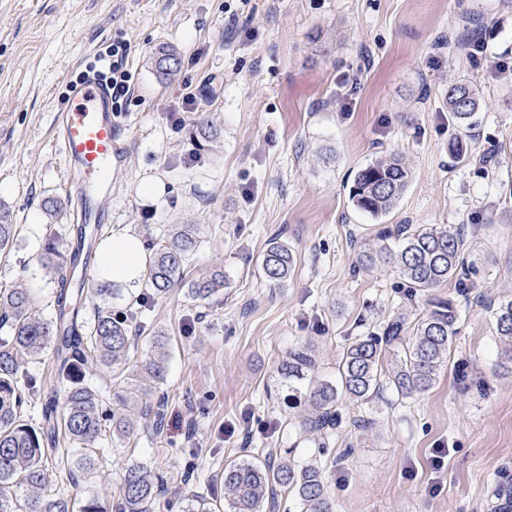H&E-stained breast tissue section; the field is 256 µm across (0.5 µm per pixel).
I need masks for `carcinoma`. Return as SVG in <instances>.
<instances>
[{
	"label": "carcinoma",
	"mask_w": 512,
	"mask_h": 512,
	"mask_svg": "<svg viewBox=\"0 0 512 512\" xmlns=\"http://www.w3.org/2000/svg\"><path fill=\"white\" fill-rule=\"evenodd\" d=\"M480 102L475 86L460 82L448 89V112L456 123L469 129L477 122ZM411 173L398 156L377 159L360 168L354 177L350 199L353 206L372 216L389 214L410 181ZM170 242L156 250L145 273L149 295H163L184 280V267L199 243L196 224H176ZM14 237L8 211L0 209V250ZM399 249L386 244L388 236L367 244L359 262L366 267L392 265L412 294L425 293L450 281L461 289L476 288L471 275L474 262L468 260L463 235L435 224H407L397 230ZM296 257L287 243L273 238L261 259L262 273L271 284L288 281ZM224 288V272L191 283L194 298L206 300ZM110 292L108 288H76L61 283L55 314L43 316L26 288L0 290V512H108L94 496L68 497L50 490L58 471L73 473L78 467L90 474L98 464L94 442L102 433L101 390L71 379L74 363L93 359L112 371H125L132 346L129 324L97 309L91 321L81 319L70 304L73 295L90 298ZM497 336L503 343L500 367L512 372V297L502 298L494 309ZM457 313L447 300L430 299V309L413 322L412 336L406 338L407 319L389 321L380 336H365L351 343L338 368V381L307 388L306 380L316 364L313 345L290 349L277 364V374L288 390V399L304 398L311 413L302 421L306 429L322 432L335 425L336 404L343 395L365 401L386 385L405 399L429 391L447 365L455 338ZM52 349L57 357L60 390L47 392L38 380L23 370V356L37 357ZM167 359L166 341L158 335L145 369L155 380L163 378ZM41 403L40 425L26 407L32 398ZM82 446L75 459L48 447L56 429ZM227 512H263L264 504L278 488L292 492L300 512H334V502L316 462L273 465L243 455L224 466L221 474ZM25 488L20 500L13 488ZM124 512H147L158 495L156 475L141 463L124 471ZM222 505V506H224ZM213 500L203 496L187 498L184 512H215Z\"/></svg>",
	"instance_id": "obj_1"
}]
</instances>
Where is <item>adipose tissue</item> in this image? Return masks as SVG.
I'll return each instance as SVG.
<instances>
[{"label": "adipose tissue", "mask_w": 512, "mask_h": 512, "mask_svg": "<svg viewBox=\"0 0 512 512\" xmlns=\"http://www.w3.org/2000/svg\"><path fill=\"white\" fill-rule=\"evenodd\" d=\"M144 264L143 246L134 234L110 239L99 250L100 278L129 289L140 284Z\"/></svg>", "instance_id": "ef3b65f1"}]
</instances>
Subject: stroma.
<instances>
[{"instance_id": "obj_1", "label": "stroma", "mask_w": 512, "mask_h": 512, "mask_svg": "<svg viewBox=\"0 0 512 512\" xmlns=\"http://www.w3.org/2000/svg\"><path fill=\"white\" fill-rule=\"evenodd\" d=\"M117 43L135 81L104 235L132 233L149 250L173 224L201 233L167 295L84 305L87 319L98 305L131 317L132 371L88 360L74 377L104 391L107 412L147 403L164 415L159 431L148 415L130 437L104 433L84 493L120 512L123 471L144 463L165 482L150 512H183L186 495L222 497L225 462L273 449L317 461L336 512H505L496 489L512 486V373L498 366L490 305L512 297V81L500 74L512 67V0H0V207L16 226L0 288H30L47 316L64 271L42 258L51 247L68 257L71 242L69 208L50 206L67 197L53 118L69 82ZM162 47L178 57L165 76L148 62ZM461 80L482 97L470 130L448 118V88ZM188 82L201 97L176 128L168 115ZM202 115L219 142H192ZM459 140L471 160L454 159ZM391 155L412 179L376 219L355 209L350 188L357 170ZM403 224L464 228L478 262V289L433 293L459 313L451 361L426 393L344 396L329 434L303 431L310 408L284 404L276 372L289 349L314 341L311 381L332 382L352 341L429 308L393 268L357 260L361 242ZM275 236L296 256L280 286L257 264ZM217 269L223 292L193 298L191 282ZM157 331L169 360L154 385L144 364ZM245 417L249 438L220 434Z\"/></svg>"}]
</instances>
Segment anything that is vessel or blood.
Segmentation results:
<instances>
[{"label":"vessel or blood","mask_w":512,"mask_h":512,"mask_svg":"<svg viewBox=\"0 0 512 512\" xmlns=\"http://www.w3.org/2000/svg\"><path fill=\"white\" fill-rule=\"evenodd\" d=\"M121 128L122 117L112 109L111 88L93 76L75 85L55 116L54 137L67 163L66 190L74 225L92 229L104 222L103 201L112 194L111 175L121 167L128 148ZM96 241L92 233L73 238L79 263L65 269L73 286L89 282Z\"/></svg>","instance_id":"b4317fda"}]
</instances>
